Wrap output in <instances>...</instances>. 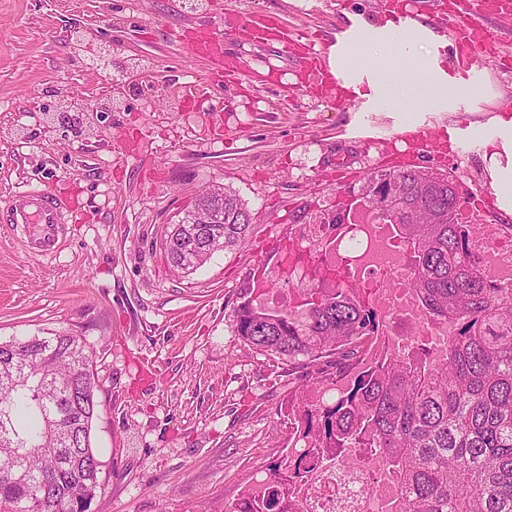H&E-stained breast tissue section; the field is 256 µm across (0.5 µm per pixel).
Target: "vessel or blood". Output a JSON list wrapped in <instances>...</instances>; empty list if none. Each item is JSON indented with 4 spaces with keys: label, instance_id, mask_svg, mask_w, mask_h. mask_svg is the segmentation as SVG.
<instances>
[{
    "label": "vessel or blood",
    "instance_id": "vessel-or-blood-1",
    "mask_svg": "<svg viewBox=\"0 0 512 512\" xmlns=\"http://www.w3.org/2000/svg\"><path fill=\"white\" fill-rule=\"evenodd\" d=\"M437 11L423 16L417 13L412 0H388L389 18L394 26L409 32L427 30L435 36L451 35L457 48L454 68L469 73L477 57L494 56L498 63L512 62V54H491L493 39L487 23L490 19L512 18V0H436ZM342 39L321 46L315 43L290 42L289 49L299 62L301 71L317 70L321 73L323 94L335 98L338 93V77L334 62L343 53L346 41L357 38L359 31L352 25H344ZM224 42L221 35L210 32L196 38L190 44L194 56L211 61L221 58ZM408 159L432 150L447 151V144L438 143L428 131L402 133ZM64 204L50 191L32 190L18 193L17 201L8 212L10 223L33 224L37 231L29 241L31 250L46 253L52 251L58 241L57 227L66 221Z\"/></svg>",
    "mask_w": 512,
    "mask_h": 512
}]
</instances>
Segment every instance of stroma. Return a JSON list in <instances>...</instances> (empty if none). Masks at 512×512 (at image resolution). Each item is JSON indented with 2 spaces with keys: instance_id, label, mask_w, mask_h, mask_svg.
<instances>
[{
  "instance_id": "obj_1",
  "label": "stroma",
  "mask_w": 512,
  "mask_h": 512,
  "mask_svg": "<svg viewBox=\"0 0 512 512\" xmlns=\"http://www.w3.org/2000/svg\"><path fill=\"white\" fill-rule=\"evenodd\" d=\"M385 0H0V210L18 191L70 202L52 254L33 252L29 224L0 223V341L66 332L90 347L100 412L92 439L102 490L90 512H231L240 491L288 439L278 409L304 387L236 333V310L257 277L264 308L284 312L281 290L320 287L315 274L285 282L280 248L295 243L317 266L310 225L378 171L396 169L400 131L464 127L461 157L425 155L419 167L466 191L495 194L512 224V72L452 67L455 44L411 33L435 58L449 106H399L380 94L376 64L337 63L355 79L327 103L301 77L284 42L254 34V14L279 17L290 36L332 40L342 22L384 39ZM93 38L76 44L73 21ZM224 36V62L192 56L188 38ZM108 67L97 64L103 46ZM240 81L225 79V66ZM250 214L245 241L194 274L168 264L163 241L177 213L214 185Z\"/></svg>"
}]
</instances>
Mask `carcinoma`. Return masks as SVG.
<instances>
[{"label": "carcinoma", "mask_w": 512, "mask_h": 512, "mask_svg": "<svg viewBox=\"0 0 512 512\" xmlns=\"http://www.w3.org/2000/svg\"><path fill=\"white\" fill-rule=\"evenodd\" d=\"M451 183L405 167L370 177L360 194L407 247L423 322L454 319L445 357L418 347L367 359L385 320L337 273L336 287L304 289L286 313L266 312L250 297L236 312L237 334L254 349L290 366L303 362L317 383L346 378L333 403L288 411L301 418L305 447L296 457L376 449L395 476L390 512H512V288L486 284L469 261L465 198ZM249 230L245 204L224 193L212 238L228 249ZM193 233L191 224L172 225L164 250L173 268ZM91 363L85 341L67 333L0 347V512H22L28 501L42 512H72L75 500L101 488L91 439L99 385L83 375ZM65 448L73 465L52 471ZM266 471L263 483L241 491L246 510L233 512H274L287 489L282 459Z\"/></svg>", "instance_id": "obj_1"}]
</instances>
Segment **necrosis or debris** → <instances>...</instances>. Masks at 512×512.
Returning <instances> with one entry per match:
<instances>
[{
  "label": "necrosis or debris",
  "instance_id": "4bbe7bcc",
  "mask_svg": "<svg viewBox=\"0 0 512 512\" xmlns=\"http://www.w3.org/2000/svg\"><path fill=\"white\" fill-rule=\"evenodd\" d=\"M463 215L474 230L469 250L483 278L500 288H512V233L485 218L478 197L466 194ZM314 238L324 241L322 265L341 271L359 283L369 305L392 324L383 345L395 355L407 347L409 336L425 332L434 357H443L455 334L453 322L423 324L411 286L413 270L394 244L388 225L362 217L337 232L335 225L316 224ZM395 491L393 479L371 451L342 454L326 464L309 463L292 473L278 512H388Z\"/></svg>",
  "mask_w": 512,
  "mask_h": 512
}]
</instances>
